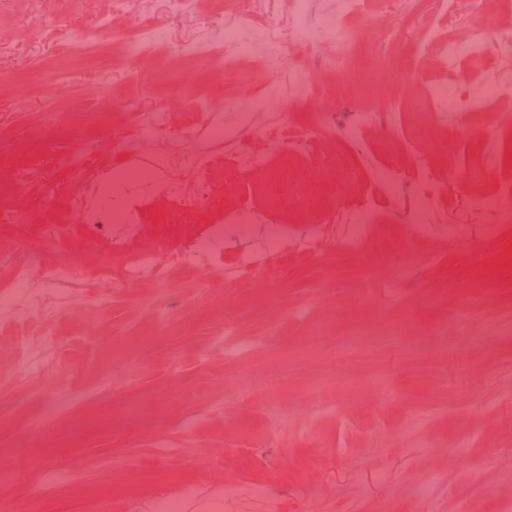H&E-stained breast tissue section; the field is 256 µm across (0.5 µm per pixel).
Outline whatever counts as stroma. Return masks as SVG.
<instances>
[{"label": "stroma", "instance_id": "35a3bbf8", "mask_svg": "<svg viewBox=\"0 0 512 512\" xmlns=\"http://www.w3.org/2000/svg\"><path fill=\"white\" fill-rule=\"evenodd\" d=\"M225 0H200V13L167 24L170 52L165 66L133 60L124 49L128 17L113 15L111 34L88 38L85 28L111 0H0L7 24L0 28V241L46 248L40 225L74 223L76 202L143 204V230L132 248L155 236L160 214L150 201L163 178L113 179L98 194L75 199L79 186L70 158L95 146L112 157L113 134H130L122 103L143 106L179 95L206 98L224 108L227 84L212 81L183 48L196 37L202 15ZM79 14L81 25L60 27L57 14ZM112 59L113 81L103 82L89 58ZM80 67L76 84L49 95L33 85L40 69L51 76L61 58ZM180 74L174 85L172 74ZM439 50L402 73L389 90L405 100L423 97L447 80ZM369 97L340 95L335 122L322 124L309 156L281 151L268 168L250 174L217 164L211 171L209 206L194 214L184 235L208 224L211 207L240 213L279 205L276 224L250 225L246 234L225 229L220 240H202L172 270L171 292L159 297L139 281L114 294L111 303L85 313L73 303L58 323L66 339L56 351L39 341L18 349L15 327L24 303L0 300V501L39 499L45 512H85L87 500L111 492L112 512H160L177 497L183 512H212L224 488L265 487L268 498H244L238 512H419L416 491L430 485L434 512H457L470 496L472 512H512V223L484 234L489 213L467 211L465 193L490 194L512 181V130L496 122L512 113V91L503 93L470 127L453 123L416 133L401 142L361 149L342 140L338 127ZM66 112V124L45 123V111ZM101 112L104 123L86 122ZM198 117L173 113L168 129L144 139L151 152L172 143L196 151ZM415 138L422 154L445 170L462 155L496 151L499 162L467 190L447 185L432 207L439 221L413 235L396 198L383 199L359 245L348 246L345 226L324 223L342 215L351 181L374 182L387 156L401 154ZM312 231L323 241L290 255L286 267L266 280L239 273L243 261L268 259L273 241L289 245ZM402 255L406 276L373 273L383 250ZM236 292L224 296V276ZM233 338L259 341L257 350L234 359L224 354L226 318ZM462 323L452 333L449 321ZM404 321L406 339L389 344L383 323ZM359 330L352 346L333 339ZM482 336V343L470 340ZM130 341L127 355L110 359L111 345ZM356 385L337 395L335 378ZM182 398L170 401V390ZM69 411L49 418L45 408L60 396ZM134 401L163 407L161 416L125 418ZM36 470L19 475L20 439ZM469 446L458 449L460 441ZM111 470H103L102 460ZM59 470L66 482L45 484L40 471Z\"/></svg>", "mask_w": 512, "mask_h": 512}]
</instances>
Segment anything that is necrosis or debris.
Returning <instances> with one entry per match:
<instances>
[{"label": "necrosis or debris", "instance_id": "obj_1", "mask_svg": "<svg viewBox=\"0 0 512 512\" xmlns=\"http://www.w3.org/2000/svg\"><path fill=\"white\" fill-rule=\"evenodd\" d=\"M374 0H349L346 10L336 20V28L329 43H322L308 33L307 0H290L289 24L268 21L263 15H255L254 24L264 37L265 53L258 58L257 66L262 70H285L286 78L264 84L261 91H252L245 81L238 80L235 91L224 97V109L236 113L238 125L235 129L224 128L213 119H206L202 135L207 148L183 156L161 150L152 156H144L138 141L116 135L112 138V159L98 160L95 149H87L71 166L80 172H92L96 182L111 180L114 171L130 175L151 173L157 170L181 171L187 174V181H167L162 193L170 221L160 228L155 247L130 250V236L136 233L140 221L139 207L115 212L105 217L97 212L82 208L77 212L84 224V234L89 244L105 240L113 254L124 255L121 267H113L109 258L96 260L86 270L64 266L57 262L52 251L46 249L4 250L0 248V267L8 269L12 278L8 288L18 299L31 300L30 285L36 270L49 271L57 284L68 286L71 299H79L78 288L83 276H90L93 283L112 286L120 290L141 280H150L158 295H166L171 286L168 267L182 262L187 251L193 246L191 240L180 237L178 229L185 215L194 213L207 202V190L215 152H222L225 163L231 164L238 172L247 174L265 167L270 154L269 146L277 145V138L269 142L246 140L245 133L250 123L251 105L271 108L273 127L288 131L291 135L292 153L305 154L310 151L313 135L320 123L330 121L338 105L339 97L329 88L313 81L317 71L332 72L344 80L353 77H369L377 86H388L396 71L416 68L429 52L435 41H442L445 49L444 62L455 67L461 54L479 52L484 44L480 32L471 27L454 26L453 21L461 8L480 13H494L500 10L501 0H428L430 13L443 21L451 22L449 31L427 29L421 38L405 47L399 53L397 68L388 67L374 49L376 41L391 38L392 28L385 25L379 29L376 38L359 34L355 25L357 17L370 13ZM198 0H166V17L157 19L135 12L134 0H112V12L131 17L132 26L124 44L130 57L146 54L161 59L168 54L166 42V19L179 18L196 13ZM204 45V52L197 59L207 65L216 76L234 77L238 73V61L250 55V48L239 41L235 30L233 14L214 13L201 26L197 38ZM465 82L461 76H454L446 83L435 84L427 96L418 102L400 104L395 98H380L369 108L359 111L353 120L341 126L340 134L350 143L363 144L365 132H372L376 139L394 140L398 125L430 127L446 122L448 114H455L457 120H464L473 113L483 111L485 100L494 98L512 88V71L501 70L493 75L483 87L482 101L465 98L461 90ZM321 102L323 108L317 113L315 122L305 121L296 110L298 98ZM182 101L171 98L150 109L141 108L136 99L125 100L124 109L131 125L143 135L164 130L169 114ZM407 154L413 157L412 167L402 165L399 158H390L383 168L381 181L388 194L405 192L406 220L413 233L420 234L427 224L425 203L440 193L445 178L451 177L462 183L478 179L485 171L494 168L498 162L495 154H484L479 163L455 166L448 173H441L426 157L417 142L405 145Z\"/></svg>", "mask_w": 512, "mask_h": 512}]
</instances>
